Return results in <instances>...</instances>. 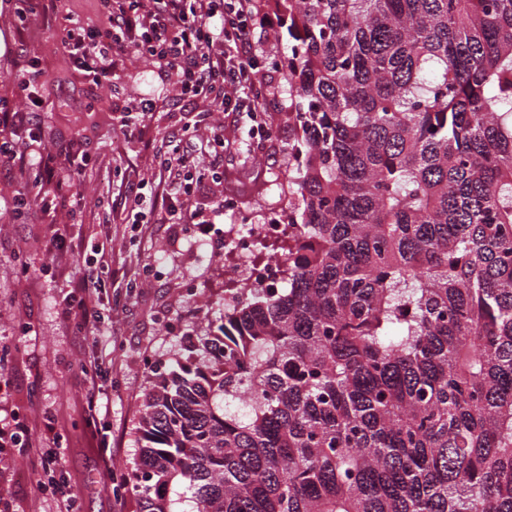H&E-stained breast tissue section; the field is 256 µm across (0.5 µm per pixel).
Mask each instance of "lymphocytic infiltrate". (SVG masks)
<instances>
[{"mask_svg": "<svg viewBox=\"0 0 512 512\" xmlns=\"http://www.w3.org/2000/svg\"><path fill=\"white\" fill-rule=\"evenodd\" d=\"M107 19L104 28H88L81 20L70 23L62 46L86 79L108 87L119 79V58L134 46L156 63L166 66L174 85L185 95H209L228 110L254 107L261 66L246 45L261 17L255 0H97ZM29 118L0 102V163L19 168L36 163L35 197L20 195L16 203L29 206L38 200L43 209H57L58 190L68 172L56 154L46 151L41 137L30 131ZM107 265L91 271L77 285L79 303H65L64 320H78L87 332H95L99 316L95 293L104 288Z\"/></svg>", "mask_w": 512, "mask_h": 512, "instance_id": "f902f5d3", "label": "lymphocytic infiltrate"}]
</instances>
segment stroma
<instances>
[{"instance_id": "obj_1", "label": "stroma", "mask_w": 512, "mask_h": 512, "mask_svg": "<svg viewBox=\"0 0 512 512\" xmlns=\"http://www.w3.org/2000/svg\"><path fill=\"white\" fill-rule=\"evenodd\" d=\"M16 5L0 0V99L14 111H33L14 78L37 75L40 95L52 104L44 143L54 152L72 148L79 171L59 191L63 205L52 212L35 206L18 217L13 198L32 172L0 166V421L20 419L30 429L27 454L0 462V486L9 489L14 512H66L40 487V451L51 438L66 450L80 512H137L135 495L111 485L137 456L135 426L151 367L207 323L221 324L235 289L238 261L226 243L233 225L262 224L284 210L280 196L295 136L286 43L277 37V16L265 11V23L250 36L265 62L257 81L268 91L269 135L257 146L246 113L180 95L169 74L140 53L124 52L122 78L111 87L90 84L65 54L60 32L74 17L101 24L96 0H43L24 31L14 25ZM144 98L155 101L154 111L120 125V111ZM217 135L226 149L216 148ZM172 138L204 173L202 182L189 187L160 169L158 151ZM141 181L152 201L137 224L130 188ZM187 190L205 202V223H166L171 198ZM58 231L74 250L50 253ZM97 244L111 255L112 285L100 295V328L89 336L78 323L63 322L60 309L94 268ZM93 392L102 410L90 426Z\"/></svg>"}]
</instances>
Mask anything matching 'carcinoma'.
Masks as SVG:
<instances>
[{"label": "carcinoma", "mask_w": 512, "mask_h": 512, "mask_svg": "<svg viewBox=\"0 0 512 512\" xmlns=\"http://www.w3.org/2000/svg\"><path fill=\"white\" fill-rule=\"evenodd\" d=\"M286 288L152 370L138 512H512V0H273Z\"/></svg>", "instance_id": "1"}]
</instances>
